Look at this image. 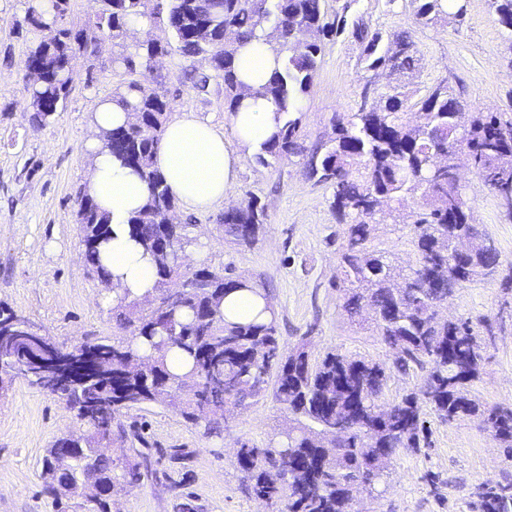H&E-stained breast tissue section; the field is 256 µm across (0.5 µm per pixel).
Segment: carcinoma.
I'll return each mask as SVG.
<instances>
[{
  "label": "carcinoma",
  "instance_id": "obj_1",
  "mask_svg": "<svg viewBox=\"0 0 512 512\" xmlns=\"http://www.w3.org/2000/svg\"><path fill=\"white\" fill-rule=\"evenodd\" d=\"M152 0H101L95 27L112 38L145 18L155 24ZM325 0H169L166 24L181 53L200 57L224 82L228 112L244 95L235 68L238 45L264 37L277 66L256 95L277 107V131L253 154L257 162L307 154L311 178L333 187L330 208L347 225V244L340 254L348 279L358 284L345 293L344 309L358 315L370 307L383 342L401 352L396 367L414 363L427 367L419 393L387 402L386 368L336 351L315 363L298 349L276 363L256 354L260 344L280 348L274 311L253 322L224 320L222 302L229 292L251 286L207 266L182 269L180 255L192 243L190 225L166 223L176 206L164 178L153 167L170 107L166 97L132 82L112 100L140 113V122L98 132L103 147L138 171L150 189L147 204L128 219L130 234L153 257L156 283L142 299L123 296L112 307V320L129 336L110 343L86 342L73 350L90 354V373L71 380L70 361L51 368L49 392L75 412L86 430L79 436L56 438L43 459L41 477L55 489L52 505L64 512L63 500L80 491L96 512H109L107 491L118 479L137 481L139 467L128 465L116 476L112 457L100 448L113 442V427L125 410L149 403L165 404L189 423L208 433L219 428L224 405L246 406L266 390L275 373L273 392L291 418L278 440L264 448L242 444L235 458L247 488L268 499L281 512H351L353 492L379 481L391 458L402 448L427 444L424 409L444 421L480 414L489 418L500 440L512 447V409H480L468 384L483 360L482 343L470 321L440 322L436 309L448 302V280L421 266L402 274L383 257L368 254L369 237L382 205L405 196H420L423 212L414 220L418 252L432 266L448 263V250L471 236L472 204L462 186L448 180L435 156L457 142L471 151L474 168L485 186L501 200L512 199V119L469 114L463 98L441 82L409 115L407 97L393 89L371 90L367 84L357 112L347 121H332L334 137L310 149L302 141L300 102L313 84L323 49L346 28L344 17L330 15ZM423 24L462 22L466 0H414ZM498 23L512 28V0H491ZM68 0H29L24 23L38 35L27 60L36 65L41 83L32 88L27 107L35 128L46 126L67 98L68 68L79 44L89 40L83 29L61 24ZM352 38L360 45L367 68L412 71L419 58L407 33L384 36L362 19L353 22ZM164 47L149 37L135 53L118 63L132 69L150 61ZM79 220L83 258L88 271L108 281L100 248L112 239V225L88 195H83ZM267 224V210L255 197L241 209L219 219L224 235L250 246ZM473 237V236H471ZM500 255L482 235L473 237L464 265L447 268L459 282L487 279L498 272ZM179 278L190 283L181 302L171 300L168 284ZM150 305L146 313L141 304ZM21 315L0 306V390L16 374L8 369L25 347L18 326ZM180 351L188 370H171L166 356ZM481 512H512L509 485H486Z\"/></svg>",
  "mask_w": 512,
  "mask_h": 512
}]
</instances>
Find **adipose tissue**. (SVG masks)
Instances as JSON below:
<instances>
[{
	"label": "adipose tissue",
	"mask_w": 512,
	"mask_h": 512,
	"mask_svg": "<svg viewBox=\"0 0 512 512\" xmlns=\"http://www.w3.org/2000/svg\"><path fill=\"white\" fill-rule=\"evenodd\" d=\"M235 63L241 80L251 88L264 84L275 67L274 55L261 38L240 48ZM230 124L228 139L207 122L187 115L166 124L154 163L177 201L202 211L224 200L237 179L243 154L256 151L275 132V106L261 97L245 98L231 114ZM89 148L93 163L86 189L110 214L112 224V239L101 251L110 278L102 298L143 297L154 286L155 267L150 254L130 238L127 221L146 203L149 188L100 142H91Z\"/></svg>",
	"instance_id": "ef3b65f1"
}]
</instances>
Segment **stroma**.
<instances>
[{"label": "stroma", "instance_id": "obj_1", "mask_svg": "<svg viewBox=\"0 0 512 512\" xmlns=\"http://www.w3.org/2000/svg\"><path fill=\"white\" fill-rule=\"evenodd\" d=\"M28 0H0V305L45 327L58 342L74 346L111 340L119 330L103 285L84 264L78 210L91 166L86 144L94 136L92 115L103 100L130 83L165 95L171 117L193 114L221 132L231 130L224 85L212 79L195 88L201 58L181 54L164 22L154 38L167 53L150 69L128 70L116 55L132 52L131 35L105 39L97 54L76 53L71 91L45 127L30 126L26 107L30 81L24 62L35 35L22 24ZM328 13L347 10L385 34L409 33L420 58L413 73L365 72L358 45L348 36L324 43L313 86L302 100L305 146L327 141L333 118L358 110L366 82L403 87L417 101L438 82L461 93L472 112L512 113V31L496 20L490 0H468L462 25L418 22L413 0H326ZM461 184L473 206V221L500 253L495 278L455 288L442 317L467 320L485 346L484 361L469 389L481 407H512V218L476 171L461 164ZM333 189L315 183L304 156L262 165L244 155L227 203L204 212L178 205L176 222L193 227L194 246L183 254L190 268L209 267L246 279L265 291L278 323L280 352L305 347L311 360L339 353L389 365L387 400L417 392L422 372L392 369L397 352L378 336L369 315L343 308L348 281L339 263L346 227L329 207ZM257 197L268 222L248 247L225 238L217 220L226 205ZM418 197L387 208L365 244L399 269L418 262L412 216ZM289 414L265 391L246 408L226 413L220 433L208 435L163 404H149L119 417L139 439L115 442L106 453L120 464L142 466L140 481L119 482L112 512H276L247 489L234 464L241 444L260 448L288 424ZM428 445L401 449L373 490L356 492L354 512H478L481 484L512 483V453L478 417L452 422L425 414ZM85 427L64 401L24 379L0 391V512H55L40 477L46 448L56 437Z\"/></svg>", "mask_w": 512, "mask_h": 512}]
</instances>
